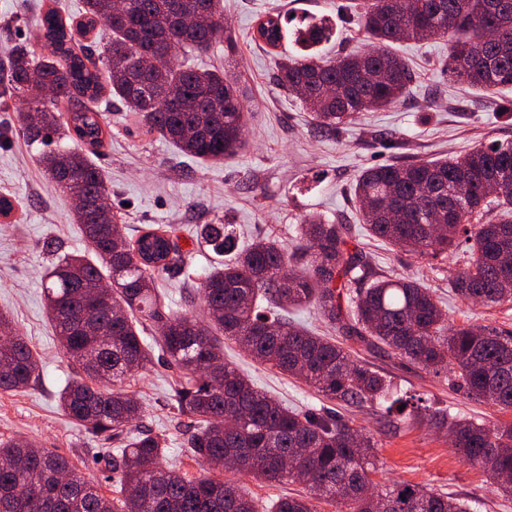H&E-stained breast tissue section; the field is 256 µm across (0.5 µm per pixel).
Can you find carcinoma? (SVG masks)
<instances>
[{
	"label": "carcinoma",
	"mask_w": 512,
	"mask_h": 512,
	"mask_svg": "<svg viewBox=\"0 0 512 512\" xmlns=\"http://www.w3.org/2000/svg\"><path fill=\"white\" fill-rule=\"evenodd\" d=\"M277 13L253 32L277 49L291 39L305 54L285 59L278 81L296 92L326 130L360 112L398 103L411 74L393 46L450 41L448 73L483 93L512 85V0H367L359 25L371 49L324 58L336 25L303 18L290 30ZM109 34L102 58L77 46L61 15L34 20L31 42L8 49L9 79L0 94L23 98L21 129L36 142L77 139L39 155L45 173L83 204L76 218L89 255L66 253L45 274V305L65 354L84 376L59 394L68 416L119 453L98 456L118 474L109 497L65 457L31 438L0 442V512H259L255 498L229 469L258 483L302 482L306 495H285L271 512H314L332 500L350 512H469L459 499L432 488L372 478L374 436L330 413L292 411L257 390L224 362V341L254 361L297 376L330 400L385 410L400 430L426 419L455 439L465 462L479 467L512 496V421L475 423L448 417L401 394L356 347L438 374L473 399L512 411V331L490 325H448L431 289L403 276H379L350 248L343 227L321 217L299 225L285 248L259 238L238 246L234 225L201 224L193 241L214 254L201 291L205 319L175 311L157 291L153 273L182 262L165 231L124 235L108 204L109 187L90 153L103 147L93 108L107 80L113 100L134 112L146 132L203 162H222L245 145V92L224 70L194 69L179 55L224 41L222 0H85V27ZM163 53L170 62L144 69ZM57 93L49 109L42 90ZM370 236L419 258L447 256L466 244L467 269L451 280L461 298L485 306L512 303V142H497L456 159L392 163L362 172L353 189ZM110 280L109 288L96 287ZM312 305L340 338L318 336L287 318ZM164 352L177 373L176 402L189 419L192 456L201 473L168 464L165 439L137 425L142 407L123 386ZM39 358L0 314V390L20 392L38 381ZM405 405L409 411H399Z\"/></svg>",
	"instance_id": "obj_1"
}]
</instances>
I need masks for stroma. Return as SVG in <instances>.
Here are the masks:
<instances>
[{
  "mask_svg": "<svg viewBox=\"0 0 512 512\" xmlns=\"http://www.w3.org/2000/svg\"><path fill=\"white\" fill-rule=\"evenodd\" d=\"M363 0H224V21L231 42L198 56L205 67L229 66L247 88V142L235 157L204 164L183 155L158 135H149L133 114L109 104L110 92L98 103L106 132L94 160L111 190L114 212L125 232L136 237L147 227L170 230L188 252L182 271H162L156 278L173 302L189 286L199 285L212 258L194 247L188 230L196 224H235L240 243L273 237L285 245L296 241V229L311 214L349 225L353 235L381 274L412 277L435 290L450 324H486L512 330V303L488 307L463 300L450 281L464 267L461 255L445 259L415 258L398 247L371 237L356 210L353 185L366 168L395 161L455 157L493 141H512V86L493 98L449 78L444 40L408 41L395 51L413 73L404 99L384 110L359 113L336 132L316 128L310 112L295 94L276 82L279 58L250 39L252 27L266 13L280 10L295 16H336V36L323 47L332 56L367 49L369 40L355 22ZM56 8L80 22L83 0H0V85L9 74L6 51L31 35L37 12ZM24 104L0 97V196L13 203L0 215V313L10 316L41 361V376L21 392L0 391V440L32 437L42 447L67 458L103 493L113 480L96 456L102 444L61 409L58 394L76 374L64 356L46 316L43 274L59 255L85 250L75 221L74 202L38 163L40 144L23 135L18 115ZM394 148H384V139ZM224 360L243 372L255 387L291 409L334 411L373 433L378 441L377 483H418L452 494L474 512H512L480 468L466 463L447 435L427 424L387 431L378 408L330 403L304 381L276 373L253 360L233 342L224 344ZM373 369L391 377L402 391L428 399L433 408L478 423L512 420V413L451 388L447 374H433L384 354L370 356ZM126 389L140 400L142 426L163 435L167 459L197 473L198 465L184 445L186 420L178 415L173 376L161 357H154Z\"/></svg>",
  "mask_w": 512,
  "mask_h": 512,
  "instance_id": "stroma-1",
  "label": "stroma"
}]
</instances>
